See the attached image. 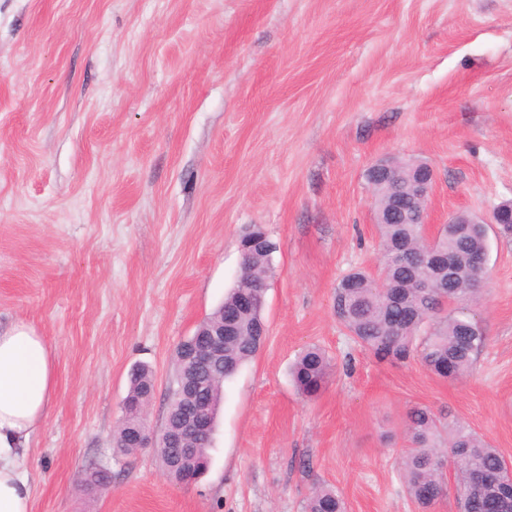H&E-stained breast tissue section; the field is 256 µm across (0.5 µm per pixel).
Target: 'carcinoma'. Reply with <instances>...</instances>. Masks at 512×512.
I'll return each instance as SVG.
<instances>
[{"label": "carcinoma", "mask_w": 512, "mask_h": 512, "mask_svg": "<svg viewBox=\"0 0 512 512\" xmlns=\"http://www.w3.org/2000/svg\"><path fill=\"white\" fill-rule=\"evenodd\" d=\"M375 214L382 250V267L376 276L354 271L341 278L334 295L336 319L351 337L377 360L404 362L419 356L422 365L443 379L458 380L473 374L475 357L485 336L459 307L478 298V283L487 278V268L474 264L489 255L488 224H468V215L456 216L457 223L445 224L434 244L453 254L466 265L464 279L448 277V269L429 258L428 240L423 225L413 223L412 209L387 214L391 197L405 191L410 182L372 180ZM276 244L253 250L241 269L233 288L224 296V307L215 309L203 324L224 322L236 316V297L240 287L267 282L271 277L272 254ZM264 324L262 311L239 316L240 334L224 337V364L200 374L202 389L198 400L210 404L213 412L223 396L224 382L253 359L264 344L260 335ZM331 364L320 348H306L292 366L291 376L305 397L316 396L327 384ZM154 391L152 372L140 367L131 374L128 399L143 401ZM406 431L410 448L402 459L406 489L421 512L447 495L444 467L454 472L460 512H512L500 507L505 491V460L484 437L458 426L448 439L438 433L437 418L426 408L415 406L406 413ZM119 455L138 451L129 440L128 428L120 426L114 438ZM304 512H345L339 492L317 486L306 500Z\"/></svg>", "instance_id": "cac0c4a2"}]
</instances>
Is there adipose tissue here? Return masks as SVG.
Returning <instances> with one entry per match:
<instances>
[{
  "instance_id": "obj_1",
  "label": "adipose tissue",
  "mask_w": 512,
  "mask_h": 512,
  "mask_svg": "<svg viewBox=\"0 0 512 512\" xmlns=\"http://www.w3.org/2000/svg\"><path fill=\"white\" fill-rule=\"evenodd\" d=\"M55 390L44 337L22 321L0 330V512H32L24 461Z\"/></svg>"
}]
</instances>
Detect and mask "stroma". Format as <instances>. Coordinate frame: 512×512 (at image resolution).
<instances>
[{"mask_svg": "<svg viewBox=\"0 0 512 512\" xmlns=\"http://www.w3.org/2000/svg\"><path fill=\"white\" fill-rule=\"evenodd\" d=\"M387 155L433 169L432 229L512 200V0H0V329L56 356L33 512H304L318 485L346 512H419L416 405L512 463V231L489 233L469 378L377 361L334 315L341 277L380 267L365 174ZM253 224L277 246L268 335L181 486L155 449L113 452L130 373L152 370L162 429L176 347ZM313 345L332 371L308 399L290 367ZM86 468L108 490L83 491Z\"/></svg>", "mask_w": 512, "mask_h": 512, "instance_id": "1", "label": "stroma"}]
</instances>
